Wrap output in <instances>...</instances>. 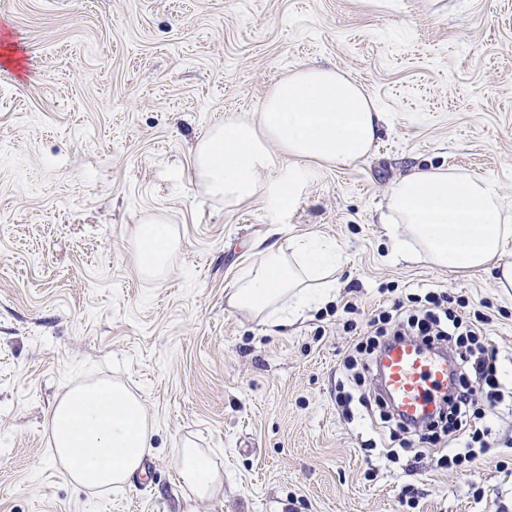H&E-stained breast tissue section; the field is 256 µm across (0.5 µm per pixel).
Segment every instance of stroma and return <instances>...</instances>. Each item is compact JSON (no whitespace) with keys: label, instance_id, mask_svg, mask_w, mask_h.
I'll list each match as a JSON object with an SVG mask.
<instances>
[{"label":"stroma","instance_id":"35a3bbf8","mask_svg":"<svg viewBox=\"0 0 512 512\" xmlns=\"http://www.w3.org/2000/svg\"><path fill=\"white\" fill-rule=\"evenodd\" d=\"M305 65L387 113L373 150L314 168L287 216L262 195L225 209L192 180L197 140ZM417 165L512 199V0H0V512H512L511 409L488 416L477 466L442 468L367 449L374 422L336 404L345 321L422 288L486 303L512 386V296L491 273L389 256L385 196ZM150 220L176 241L153 276ZM294 237L334 242L342 274L274 332L225 292L258 244ZM96 381L125 385L154 428L142 472L106 491L68 477L46 427ZM187 442L222 494L188 500ZM173 233L167 224L152 222L139 229V258L143 273L152 275L161 271L168 260V246Z\"/></svg>","mask_w":512,"mask_h":512}]
</instances>
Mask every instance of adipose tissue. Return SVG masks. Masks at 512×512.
<instances>
[{"instance_id": "ef3b65f1", "label": "adipose tissue", "mask_w": 512, "mask_h": 512, "mask_svg": "<svg viewBox=\"0 0 512 512\" xmlns=\"http://www.w3.org/2000/svg\"><path fill=\"white\" fill-rule=\"evenodd\" d=\"M386 118L357 82L326 67L290 72L268 92L251 119L211 126L195 147L192 177L207 194L238 207L257 195L289 209L314 167L349 165L367 156ZM395 260L454 270H488L512 291V203L500 184L455 168L416 166L396 179L381 214ZM173 236L169 225L139 229L143 273L162 270ZM342 268L335 243L298 238L259 257L227 294L230 307L285 328L329 299ZM48 425L71 480L91 488L126 483L153 451L140 400L124 385L80 388L51 410ZM179 477L194 499L213 497L224 476L205 454L183 446Z\"/></svg>"}]
</instances>
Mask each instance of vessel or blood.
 Returning a JSON list of instances; mask_svg holds the SVG:
<instances>
[{"label": "vessel or blood", "instance_id": "1", "mask_svg": "<svg viewBox=\"0 0 512 512\" xmlns=\"http://www.w3.org/2000/svg\"><path fill=\"white\" fill-rule=\"evenodd\" d=\"M379 391L408 424L427 421L452 388V356L407 338L386 345L376 362Z\"/></svg>", "mask_w": 512, "mask_h": 512}]
</instances>
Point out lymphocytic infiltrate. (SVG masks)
Wrapping results in <instances>:
<instances>
[{"label": "lymphocytic infiltrate", "mask_w": 512, "mask_h": 512, "mask_svg": "<svg viewBox=\"0 0 512 512\" xmlns=\"http://www.w3.org/2000/svg\"><path fill=\"white\" fill-rule=\"evenodd\" d=\"M490 321V315L479 309L471 316H462L450 307L449 297L443 293L426 292L415 296L409 305L398 300L392 309L380 311L368 321L366 331L345 358L343 367L358 384L363 373L373 372L378 352L391 340L409 337L426 344H448L456 357L457 382L446 407L430 424H406L402 431L422 440L443 432L449 447L456 450L452 463L471 465L488 452L480 444L485 434L483 419L505 398L498 378V352L480 337Z\"/></svg>", "instance_id": "1"}]
</instances>
